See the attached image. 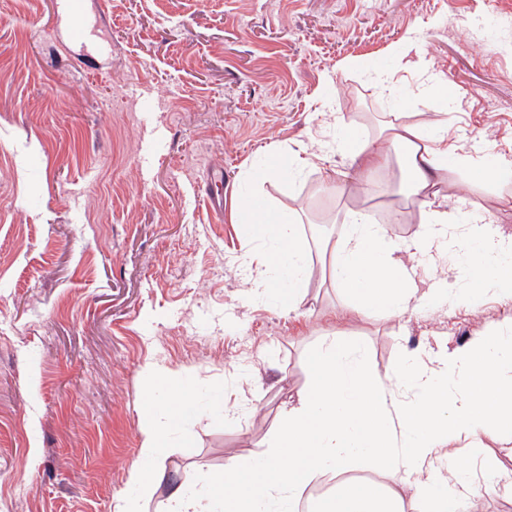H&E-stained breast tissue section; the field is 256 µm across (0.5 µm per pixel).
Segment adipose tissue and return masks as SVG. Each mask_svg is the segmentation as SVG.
Masks as SVG:
<instances>
[{
	"label": "adipose tissue",
	"mask_w": 512,
	"mask_h": 512,
	"mask_svg": "<svg viewBox=\"0 0 512 512\" xmlns=\"http://www.w3.org/2000/svg\"><path fill=\"white\" fill-rule=\"evenodd\" d=\"M403 150V170L413 194L429 196L434 174L448 163V138L430 142L414 129L389 136ZM238 214L256 238L273 241L252 272L257 289L287 280L283 304L295 305L307 274L303 243L295 225L262 204L240 200ZM474 211L466 233H449L448 215L426 216L423 233L409 242L388 237L379 225L351 212L345 235L334 247L331 276L343 288L351 311L400 317L420 297L413 270L397 258L455 251L458 276L470 301L489 285L512 300V233L490 234ZM309 381L285 409L260 454L238 456L224 469L220 498L173 489L161 512H294L296 501L318 479L334 484L314 499L313 512H404V489H413L421 512H458L478 495L472 477L445 478L451 460L444 448L470 456L491 489L512 491V471L483 455L485 440H512V336L491 331L468 343L433 353L404 349L387 375L373 372L363 347L334 336L308 357ZM368 462L373 479L355 481L347 468Z\"/></svg>",
	"instance_id": "obj_1"
}]
</instances>
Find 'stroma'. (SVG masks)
<instances>
[{"label": "stroma", "instance_id": "stroma-1", "mask_svg": "<svg viewBox=\"0 0 512 512\" xmlns=\"http://www.w3.org/2000/svg\"><path fill=\"white\" fill-rule=\"evenodd\" d=\"M108 42L88 58L44 38L55 0H0V512H158L261 451L338 335L390 371L512 322V301L431 299L358 315L329 276L349 210L397 240L419 211L464 232L471 208L512 233V179L438 173L400 194L387 126L448 134L460 156L512 160V0H88ZM418 32L415 49L405 47ZM447 79L446 101L425 91ZM308 162L293 178L273 161ZM221 195L206 208L204 192ZM298 224L308 276L293 308L257 292L272 241L242 196ZM191 394L170 425L148 366ZM167 434L152 490L130 479L141 428Z\"/></svg>", "mask_w": 512, "mask_h": 512}]
</instances>
